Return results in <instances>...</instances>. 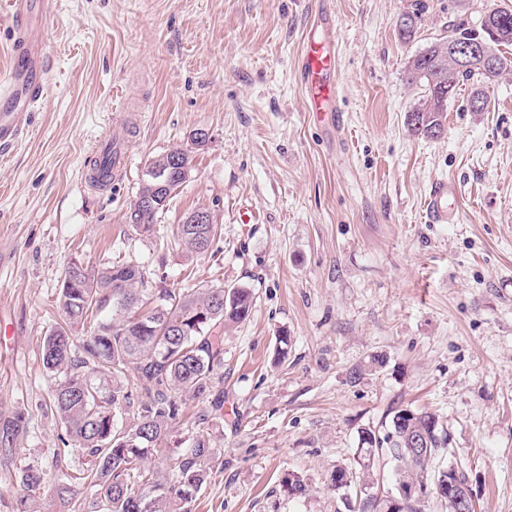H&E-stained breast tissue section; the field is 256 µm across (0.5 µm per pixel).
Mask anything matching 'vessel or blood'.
I'll return each mask as SVG.
<instances>
[{"instance_id":"1","label":"vessel or blood","mask_w":512,"mask_h":512,"mask_svg":"<svg viewBox=\"0 0 512 512\" xmlns=\"http://www.w3.org/2000/svg\"><path fill=\"white\" fill-rule=\"evenodd\" d=\"M56 0H0V13L13 28L10 65L0 73V151L11 149L30 132V114L47 95L46 76L51 61L45 29ZM336 29L323 24L319 38L308 39L300 59L301 83L308 111L334 114L338 96ZM101 148L108 173L120 172L126 164L124 144L106 139ZM458 187L451 181L433 185L427 212L436 224L458 221Z\"/></svg>"}]
</instances>
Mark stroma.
Here are the masks:
<instances>
[{
	"label": "stroma",
	"instance_id": "1",
	"mask_svg": "<svg viewBox=\"0 0 512 512\" xmlns=\"http://www.w3.org/2000/svg\"><path fill=\"white\" fill-rule=\"evenodd\" d=\"M411 0H58L47 99L30 134L0 156V422L27 431L0 461V512H16L21 470L71 471L49 408L43 339L61 320L72 261L138 264L147 290L243 287L245 323L224 331V408L182 397L176 438L209 432L221 451L191 512H366L393 488L328 476L351 464L362 430L393 410L436 412L437 465L469 477L478 512H512V71L471 112V84L448 102L440 138L411 135L421 91L411 56L512 0H426L411 42L396 29ZM336 23L334 121L307 111L299 61L320 14ZM208 130L195 167L149 232L127 222L151 159ZM119 133L122 175L92 191L94 145ZM459 189L460 221L434 224L432 185ZM210 209L223 234L192 253L174 237ZM287 337L286 356L279 339ZM386 360L373 365L374 357ZM309 485L284 492L285 474Z\"/></svg>",
	"mask_w": 512,
	"mask_h": 512
}]
</instances>
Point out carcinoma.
<instances>
[{
	"mask_svg": "<svg viewBox=\"0 0 512 512\" xmlns=\"http://www.w3.org/2000/svg\"><path fill=\"white\" fill-rule=\"evenodd\" d=\"M425 12L423 0H414L405 14L416 24L399 31L401 40L414 38ZM493 13L497 38H487L482 20L475 25L460 21L448 25L447 36L408 61L407 82L421 90L420 102L407 121L412 135L436 138L447 118L448 100L464 82L474 86L469 111L488 109L485 89L512 68V59L499 50L512 45V10L497 8ZM485 38L497 61L493 69L476 62L461 69L448 55L450 46ZM176 154L194 162L191 148L177 146L149 163L152 174L168 181L173 192L183 184L169 166ZM133 208L136 212L128 222L147 230L166 205L155 199L145 178ZM176 234L186 249L203 253L221 235V227L211 224L203 231L199 224L181 223ZM143 285V273L132 263L116 262L95 274L75 262L66 269L60 294L64 325L51 329L43 342L44 367L58 377L51 386L50 408L68 433L62 443L81 451L78 468L54 479V494L64 509L83 486L94 492L100 512H190L189 504L218 465L217 451L202 430L188 436L187 446L170 449L165 468L152 464V457L172 437L179 415L177 396L205 401L215 411L224 407V392H214L215 375L224 362L222 336L226 326L249 319L252 293L247 288H198L177 294L162 291L150 298ZM105 376L112 378V387L102 382ZM128 378L133 379V393L120 384ZM131 410L134 423L125 425L123 415ZM23 430L20 416L0 425V460L12 458ZM416 438L422 444L413 453ZM360 444L352 464L331 472L330 487L347 488V477L352 485L364 481L380 457L393 458L398 463L396 493L371 499L367 507L372 512H392L393 500L402 501L398 512H418L422 499L404 500L402 490L417 485L424 489L423 499L434 497L437 485L448 483L450 471L459 482L458 490L468 489L466 475L457 467L431 469L448 447V433L434 413L397 409L385 433L366 429ZM21 483L24 494L18 512H37L48 474L30 463L21 471ZM282 487L296 498L309 491L298 475L285 476Z\"/></svg>",
	"mask_w": 512,
	"mask_h": 512,
	"instance_id": "cac0c4a2",
	"label": "carcinoma"
}]
</instances>
